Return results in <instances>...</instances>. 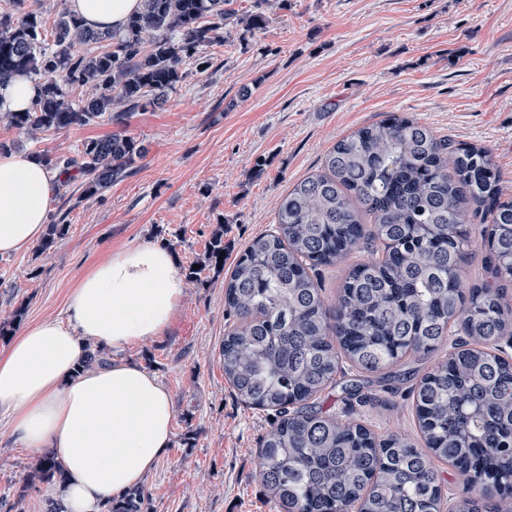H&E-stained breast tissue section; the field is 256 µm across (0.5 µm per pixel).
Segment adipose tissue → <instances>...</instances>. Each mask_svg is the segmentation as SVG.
Segmentation results:
<instances>
[{
    "label": "adipose tissue",
    "instance_id": "adipose-tissue-1",
    "mask_svg": "<svg viewBox=\"0 0 512 512\" xmlns=\"http://www.w3.org/2000/svg\"><path fill=\"white\" fill-rule=\"evenodd\" d=\"M142 0H70L93 29L122 30ZM57 175L23 151L0 153V255L38 242L48 222ZM183 278L168 247H130L96 264L78 281L65 321L26 327L0 353V413L14 441L50 450L63 466L65 512H103L138 487L171 443L172 397L121 351L169 329ZM111 364L85 370L88 347Z\"/></svg>",
    "mask_w": 512,
    "mask_h": 512
}]
</instances>
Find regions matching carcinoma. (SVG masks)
<instances>
[{"label": "carcinoma", "instance_id": "obj_1", "mask_svg": "<svg viewBox=\"0 0 512 512\" xmlns=\"http://www.w3.org/2000/svg\"><path fill=\"white\" fill-rule=\"evenodd\" d=\"M39 0L0 8V85L17 76L41 80L26 112L0 119L34 136L101 118L126 126L132 111L159 107L193 63L224 45L234 0H144L120 33L93 30L62 8L47 26ZM256 0L239 21L252 33L268 24ZM105 42L99 52L76 45ZM90 88L79 102L73 87ZM126 107L112 111L114 104ZM137 137L117 132L81 144L73 157L38 154L59 174L78 179L90 199L128 177L145 158ZM489 150L439 139L398 115L363 126L327 152L323 171L282 198L276 227L251 240L224 281V307L235 321L224 332V377L253 408L275 422L262 439L256 469L277 512H442V478L434 460L470 478L457 512H503L512 501V361L493 353L512 335V307L501 281L512 279V198ZM68 232L48 225L45 251ZM484 244L493 280L467 282L471 239ZM382 251L375 250V243ZM224 232L206 262L224 267ZM355 252L367 256L347 272L335 301L323 295L321 266ZM460 347L412 389L424 448L400 434L379 436L354 417L370 397L358 379L341 387L344 409H323L343 360L390 381L414 355H429L448 333ZM48 454L37 456L12 508L24 512L38 483L64 482ZM144 493L127 492L105 512H142Z\"/></svg>", "mask_w": 512, "mask_h": 512}]
</instances>
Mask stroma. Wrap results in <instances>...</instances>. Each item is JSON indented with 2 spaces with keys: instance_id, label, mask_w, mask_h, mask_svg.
Listing matches in <instances>:
<instances>
[{
  "instance_id": "stroma-1",
  "label": "stroma",
  "mask_w": 512,
  "mask_h": 512,
  "mask_svg": "<svg viewBox=\"0 0 512 512\" xmlns=\"http://www.w3.org/2000/svg\"><path fill=\"white\" fill-rule=\"evenodd\" d=\"M211 58L204 72L186 65L165 105L136 111L129 129L147 155L131 176L90 201L78 185L58 188L50 219L68 234L44 252L0 256V319L20 308L26 327L66 319L79 276L120 250L165 244L184 273L223 232V270L185 282L170 328L122 353L173 399L171 444L142 483L143 512H276L255 470L274 415L247 407L224 378L225 271L336 141L401 113L489 149L512 197V0H288L263 31L228 22ZM116 130L101 120L33 140L0 121V143L73 156ZM363 381L375 399L359 420L418 437L407 385L393 394L380 375ZM33 458L0 418V512Z\"/></svg>"
}]
</instances>
